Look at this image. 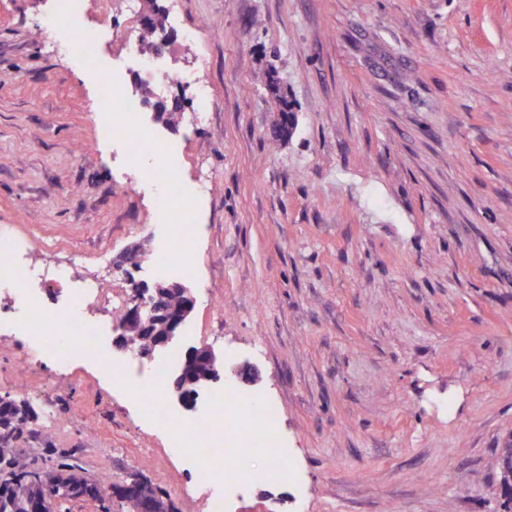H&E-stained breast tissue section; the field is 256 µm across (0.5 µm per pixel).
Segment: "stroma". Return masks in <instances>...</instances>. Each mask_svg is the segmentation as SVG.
I'll return each mask as SVG.
<instances>
[{
	"instance_id": "35a3bbf8",
	"label": "stroma",
	"mask_w": 512,
	"mask_h": 512,
	"mask_svg": "<svg viewBox=\"0 0 512 512\" xmlns=\"http://www.w3.org/2000/svg\"><path fill=\"white\" fill-rule=\"evenodd\" d=\"M163 8L164 65L206 82L204 118L143 113L180 187L198 199L195 261L156 212L151 139L113 142L101 78L127 64L124 0H87L93 73L54 23L53 0H0V235L40 243L35 266L72 280L106 251L114 303L130 281H178L195 308L183 336L128 363L113 312L102 356L134 377L211 346L233 383L243 448L252 400L279 407V449L254 455L225 512H502L494 460L512 444V0H140ZM111 26H104L103 10ZM276 76L298 106L268 150ZM149 255L132 273V247ZM16 310L0 328V395L28 398L58 449H79L102 489L142 470L176 512H209L213 487L174 450L166 415L222 418L225 386L158 417L98 362L60 369Z\"/></svg>"
}]
</instances>
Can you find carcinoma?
Returning a JSON list of instances; mask_svg holds the SVG:
<instances>
[{
	"label": "carcinoma",
	"instance_id": "carcinoma-1",
	"mask_svg": "<svg viewBox=\"0 0 512 512\" xmlns=\"http://www.w3.org/2000/svg\"><path fill=\"white\" fill-rule=\"evenodd\" d=\"M269 92L276 99L285 121V126L268 135L267 146L273 150L292 138L297 120L294 105L280 93L276 82L270 83ZM185 102L183 96L168 101L157 111V117L167 126L176 127L185 110ZM150 307L157 312V317L148 327L128 322L124 310L115 314L116 323L122 327L124 343L141 356L153 354L151 333L182 310L183 297L163 282L160 288L152 291ZM211 369L209 362L200 361L189 373L175 374L174 389H195L194 380L205 376ZM38 420L39 413L28 400L9 395L0 398V512H38V508L47 501L58 505L80 494L93 500L103 498L101 489L82 473L76 461L77 450H58L51 435L35 428ZM30 442L37 443L43 455L52 460L50 467L39 471L23 454L22 444ZM496 468L507 491L505 512H512V447L501 449L496 458ZM112 498L118 503V512H176L165 492L147 479L140 480L139 492L130 496L120 494L119 485H113Z\"/></svg>",
	"mask_w": 512,
	"mask_h": 512
}]
</instances>
